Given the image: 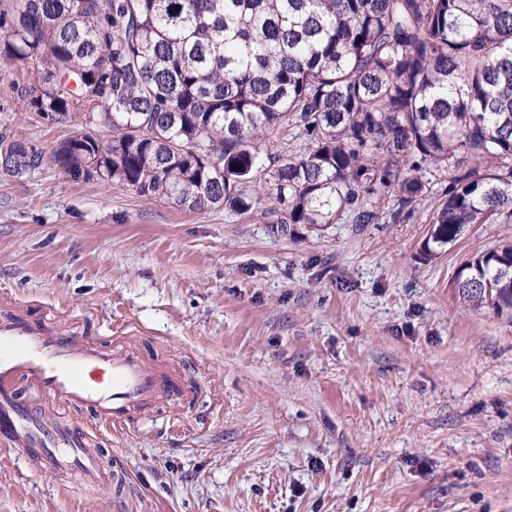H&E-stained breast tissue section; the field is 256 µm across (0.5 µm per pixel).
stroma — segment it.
<instances>
[{
  "label": "stroma",
  "mask_w": 512,
  "mask_h": 512,
  "mask_svg": "<svg viewBox=\"0 0 512 512\" xmlns=\"http://www.w3.org/2000/svg\"><path fill=\"white\" fill-rule=\"evenodd\" d=\"M0 59V134L41 153L0 171V306L36 305L105 348L180 362L187 395L122 428L84 411L116 480L88 489L0 454V512H512V317L470 309L459 266L512 240L474 224L418 260L444 184L401 223L280 232L265 205L196 212L51 159L82 129Z\"/></svg>",
  "instance_id": "stroma-1"
}]
</instances>
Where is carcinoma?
<instances>
[{
	"instance_id": "cac0c4a2",
	"label": "carcinoma",
	"mask_w": 512,
	"mask_h": 512,
	"mask_svg": "<svg viewBox=\"0 0 512 512\" xmlns=\"http://www.w3.org/2000/svg\"><path fill=\"white\" fill-rule=\"evenodd\" d=\"M0 58L34 63L30 105L88 130L56 165L192 210L272 223L390 219L448 176L418 258L471 224L512 223V0H12ZM305 142L273 160L272 134ZM41 155L0 136V168ZM258 184L257 196L240 185ZM475 306L512 312V242L465 261Z\"/></svg>"
}]
</instances>
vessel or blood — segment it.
<instances>
[{"label":"vessel or blood","mask_w":512,"mask_h":512,"mask_svg":"<svg viewBox=\"0 0 512 512\" xmlns=\"http://www.w3.org/2000/svg\"><path fill=\"white\" fill-rule=\"evenodd\" d=\"M31 392L41 407L30 404ZM183 392L181 382L137 347L108 351L77 330H55L43 317L0 308V450L38 470L75 475L89 487L111 486V455L60 410L83 408L102 423L124 426Z\"/></svg>","instance_id":"obj_1"}]
</instances>
